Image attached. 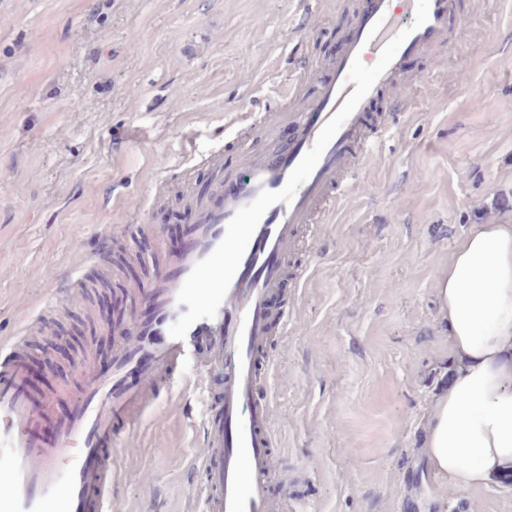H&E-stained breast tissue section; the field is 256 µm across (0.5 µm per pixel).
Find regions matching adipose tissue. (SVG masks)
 Segmentation results:
<instances>
[{
    "mask_svg": "<svg viewBox=\"0 0 512 512\" xmlns=\"http://www.w3.org/2000/svg\"><path fill=\"white\" fill-rule=\"evenodd\" d=\"M436 289L454 366L425 452L451 485L481 488L512 473V224L471 225Z\"/></svg>",
    "mask_w": 512,
    "mask_h": 512,
    "instance_id": "adipose-tissue-1",
    "label": "adipose tissue"
}]
</instances>
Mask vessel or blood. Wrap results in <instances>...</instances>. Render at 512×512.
<instances>
[{"mask_svg": "<svg viewBox=\"0 0 512 512\" xmlns=\"http://www.w3.org/2000/svg\"><path fill=\"white\" fill-rule=\"evenodd\" d=\"M367 0L351 39L328 63L329 79L302 112L234 113L238 135L262 125L269 138L293 123L294 137L276 152L240 151L233 187L219 205L200 201L185 245L166 253L150 282H124L145 313L114 325L112 371L80 372L69 417L45 444L33 425L52 395L34 398L28 384V338L42 327L25 315L16 336L0 340V512H112V484L132 458V434L145 414H160L161 392L203 391V440L190 465L203 480L201 512H304L291 494L273 496L280 469L274 451V396L257 393L275 365L264 350L286 330L289 311L269 302L287 280L302 281L298 251H314L318 226L336 206L388 133L375 107L391 88L392 109L411 104L422 78L404 67L452 39L455 0ZM224 376L208 395L212 373Z\"/></svg>", "mask_w": 512, "mask_h": 512, "instance_id": "obj_1", "label": "vessel or blood"}]
</instances>
